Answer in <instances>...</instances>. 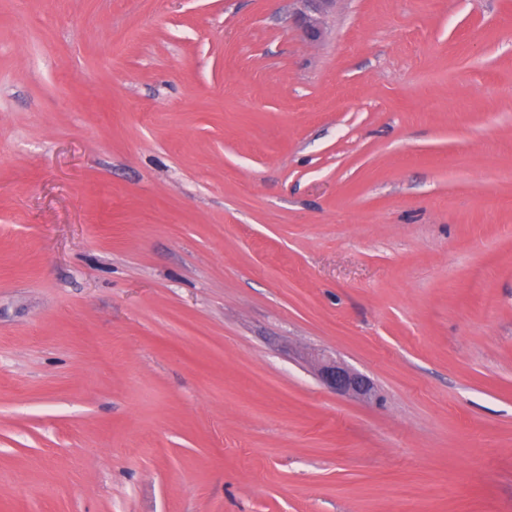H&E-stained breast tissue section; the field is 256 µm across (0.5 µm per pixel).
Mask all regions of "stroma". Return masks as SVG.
Returning a JSON list of instances; mask_svg holds the SVG:
<instances>
[{
	"instance_id": "stroma-1",
	"label": "stroma",
	"mask_w": 512,
	"mask_h": 512,
	"mask_svg": "<svg viewBox=\"0 0 512 512\" xmlns=\"http://www.w3.org/2000/svg\"><path fill=\"white\" fill-rule=\"evenodd\" d=\"M292 12L0 0V512H512V0ZM293 19L302 35L309 41H318L323 35L325 15L335 9L336 0H292ZM314 360L319 379L329 389L341 395H356L366 401L375 399L373 385L364 375L324 355L317 356Z\"/></svg>"
}]
</instances>
